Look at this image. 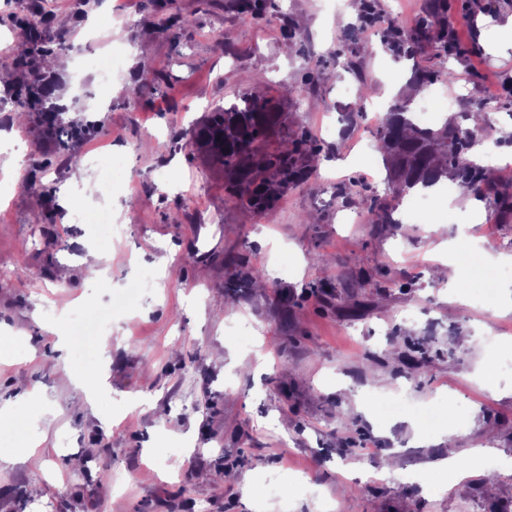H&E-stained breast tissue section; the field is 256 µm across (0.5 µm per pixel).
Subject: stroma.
I'll return each mask as SVG.
<instances>
[{"label":"stroma","instance_id":"35a3bbf8","mask_svg":"<svg viewBox=\"0 0 512 512\" xmlns=\"http://www.w3.org/2000/svg\"><path fill=\"white\" fill-rule=\"evenodd\" d=\"M277 18L257 22L233 0H0V50L30 14L49 17L42 50L57 96L82 114L81 136L57 150L34 116L13 126L31 150L0 147V333L15 336L0 359V407L24 389L28 434L45 466L0 469V512H512V468H492L433 492L442 456L420 409H455L458 460L493 444L512 461V313L498 315L482 289L465 305L445 301L431 280L436 264L431 222L512 255V222L492 200L482 218L453 210L443 191L404 198L397 223L376 226L370 204L385 183L374 140L382 113L346 126L337 104L344 82L355 94L375 85L376 98L410 97L444 111H470L489 101L497 120L489 142L512 154V96L489 82L512 80V49L491 52L487 16L512 18V0H447L448 28L464 53L429 52L434 70H453L454 84L414 89L411 64L381 46V30L357 39L345 11L325 0H272ZM191 14L177 36L157 23L171 4ZM301 37L285 42L280 15ZM65 46H58V36ZM361 80L336 69L363 45ZM122 67L101 83L94 61L113 47ZM163 72L161 89L128 91L142 65ZM319 76L303 97L289 94ZM262 74L253 88L245 80ZM259 90L285 119L269 143L295 131L316 141L322 163L271 210L242 207L224 191V173L194 149L175 151L172 136L215 105ZM336 126L334 137L320 131ZM85 183H73L75 171ZM63 195L81 203L62 209ZM104 255L92 278L81 261L87 248ZM324 254L326 264L312 262ZM263 268L266 287L224 293L226 257ZM24 277H17L19 269ZM146 284L126 307L111 304L127 283ZM328 280L329 295L307 293ZM104 315L90 338L56 345L54 325L71 329L76 309ZM492 365L500 394L475 380ZM106 372L105 388L88 404L77 379ZM146 404L127 411L130 397ZM388 399L406 413L366 418L359 404ZM356 416L343 426L344 416ZM107 436L111 452L98 439ZM258 487L252 498L250 487Z\"/></svg>","mask_w":512,"mask_h":512}]
</instances>
